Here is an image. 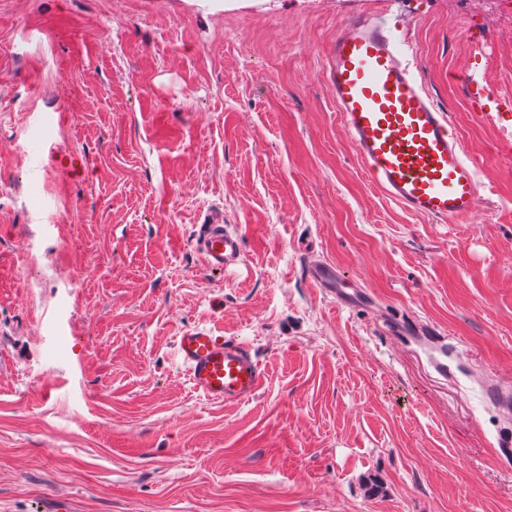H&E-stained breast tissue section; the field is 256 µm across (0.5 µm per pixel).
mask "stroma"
I'll return each mask as SVG.
<instances>
[{"label": "stroma", "mask_w": 512, "mask_h": 512, "mask_svg": "<svg viewBox=\"0 0 512 512\" xmlns=\"http://www.w3.org/2000/svg\"><path fill=\"white\" fill-rule=\"evenodd\" d=\"M366 8L479 167L469 223L351 148L323 68ZM502 10L0 0V512H512V156L470 94L512 95ZM215 214L244 244L221 276ZM202 326L250 349L254 399L192 390L174 342ZM215 223L208 219L198 225L195 247L204 268L223 273L242 259V245L238 232Z\"/></svg>", "instance_id": "35a3bbf8"}]
</instances>
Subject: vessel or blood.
<instances>
[{
	"label": "vessel or blood",
	"mask_w": 512,
	"mask_h": 512,
	"mask_svg": "<svg viewBox=\"0 0 512 512\" xmlns=\"http://www.w3.org/2000/svg\"><path fill=\"white\" fill-rule=\"evenodd\" d=\"M325 82L356 155L384 194L414 214L463 224L477 211L479 174L449 128V119L414 76L401 42L381 17L361 11L340 27L324 64ZM485 121L512 128V101L475 88ZM195 247L204 268L239 262L238 232L208 220ZM175 354L193 389L213 402H246L263 373L239 342L207 328L184 330Z\"/></svg>",
	"instance_id": "vessel-or-blood-1"
}]
</instances>
